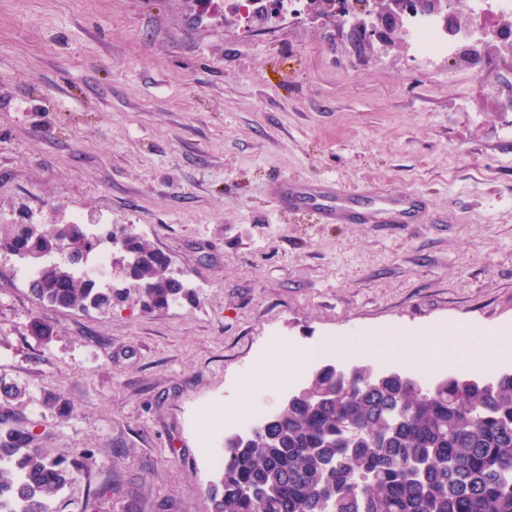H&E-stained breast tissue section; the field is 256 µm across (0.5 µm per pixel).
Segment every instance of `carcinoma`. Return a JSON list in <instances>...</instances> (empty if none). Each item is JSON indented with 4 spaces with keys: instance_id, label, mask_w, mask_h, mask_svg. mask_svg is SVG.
<instances>
[{
    "instance_id": "cac0c4a2",
    "label": "carcinoma",
    "mask_w": 512,
    "mask_h": 512,
    "mask_svg": "<svg viewBox=\"0 0 512 512\" xmlns=\"http://www.w3.org/2000/svg\"><path fill=\"white\" fill-rule=\"evenodd\" d=\"M109 238L115 252L136 256L131 267L111 266L121 288L78 273L97 235L8 224L0 251L38 268L30 291L51 306L107 312L134 294L160 312L192 299L168 254L126 228ZM53 244L56 260H32ZM9 421L0 414V512H50L92 453L52 458L37 434ZM207 498L209 512H512V371L430 381L403 368L324 363L278 415L224 441Z\"/></svg>"
}]
</instances>
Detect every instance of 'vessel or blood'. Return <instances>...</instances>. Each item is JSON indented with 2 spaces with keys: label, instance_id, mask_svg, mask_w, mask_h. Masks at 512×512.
Returning <instances> with one entry per match:
<instances>
[{
  "label": "vessel or blood",
  "instance_id": "obj_1",
  "mask_svg": "<svg viewBox=\"0 0 512 512\" xmlns=\"http://www.w3.org/2000/svg\"><path fill=\"white\" fill-rule=\"evenodd\" d=\"M275 196L291 210H311L323 224H413L425 204L416 192L385 191L356 195L337 183L288 182L277 185Z\"/></svg>",
  "mask_w": 512,
  "mask_h": 512
}]
</instances>
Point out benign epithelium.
I'll use <instances>...</instances> for the list:
<instances>
[{
	"instance_id": "obj_1",
	"label": "benign epithelium",
	"mask_w": 512,
	"mask_h": 512,
	"mask_svg": "<svg viewBox=\"0 0 512 512\" xmlns=\"http://www.w3.org/2000/svg\"><path fill=\"white\" fill-rule=\"evenodd\" d=\"M459 0H420L417 11L439 18L448 31L461 38V58L483 76L490 65L501 71L500 83L512 85V17L499 16L481 27L475 18L460 20ZM305 15L338 31L346 32L352 48L363 53L378 44L383 49L396 45L403 35V12L400 0H367L362 18L344 27L335 15L333 0H317Z\"/></svg>"
}]
</instances>
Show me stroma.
<instances>
[{
    "instance_id": "obj_1",
    "label": "stroma",
    "mask_w": 512,
    "mask_h": 512,
    "mask_svg": "<svg viewBox=\"0 0 512 512\" xmlns=\"http://www.w3.org/2000/svg\"><path fill=\"white\" fill-rule=\"evenodd\" d=\"M493 83L403 44L358 55L310 19L249 31L224 0H0V225H128L195 291L161 313L51 307L0 253V382L22 393L0 406L49 456L93 452L51 512H207L230 434L211 420L273 346L341 337L405 368L368 340L512 339V112ZM327 178L429 210L318 224L271 194Z\"/></svg>"
}]
</instances>
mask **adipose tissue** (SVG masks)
<instances>
[{
  "label": "adipose tissue",
  "instance_id": "1",
  "mask_svg": "<svg viewBox=\"0 0 512 512\" xmlns=\"http://www.w3.org/2000/svg\"><path fill=\"white\" fill-rule=\"evenodd\" d=\"M460 335L457 326H449L444 336H404L384 333L370 341L371 349L409 359L416 368L431 371L443 361L454 358L455 338Z\"/></svg>",
  "mask_w": 512,
  "mask_h": 512
}]
</instances>
